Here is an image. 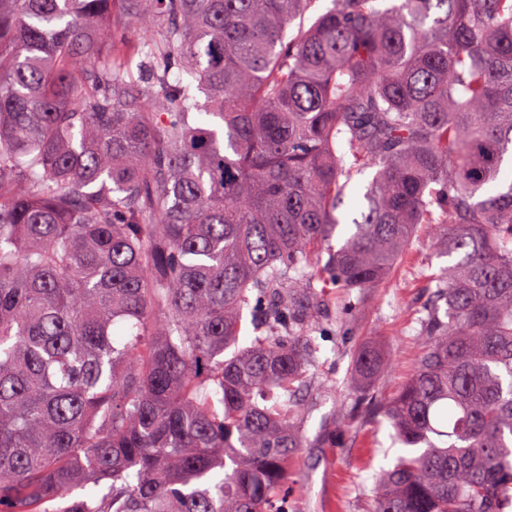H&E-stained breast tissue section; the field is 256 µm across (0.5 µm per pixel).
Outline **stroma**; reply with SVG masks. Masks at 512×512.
I'll use <instances>...</instances> for the list:
<instances>
[{"label":"stroma","mask_w":512,"mask_h":512,"mask_svg":"<svg viewBox=\"0 0 512 512\" xmlns=\"http://www.w3.org/2000/svg\"><path fill=\"white\" fill-rule=\"evenodd\" d=\"M426 239L419 234L410 255L343 322H323L320 362L303 397L307 445L297 449L288 470L285 512H373L372 475L401 447L388 422L369 418L360 399L367 392L392 396L415 366L419 309L427 277L440 264ZM366 346L379 353L382 366L365 384L353 357Z\"/></svg>","instance_id":"stroma-1"}]
</instances>
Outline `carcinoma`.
Returning a JSON list of instances; mask_svg holds the SVG:
<instances>
[{"label": "carcinoma", "instance_id": "obj_1", "mask_svg": "<svg viewBox=\"0 0 512 512\" xmlns=\"http://www.w3.org/2000/svg\"><path fill=\"white\" fill-rule=\"evenodd\" d=\"M312 2L0 0V512H276L333 290L424 225L373 512H512V0Z\"/></svg>", "mask_w": 512, "mask_h": 512}]
</instances>
